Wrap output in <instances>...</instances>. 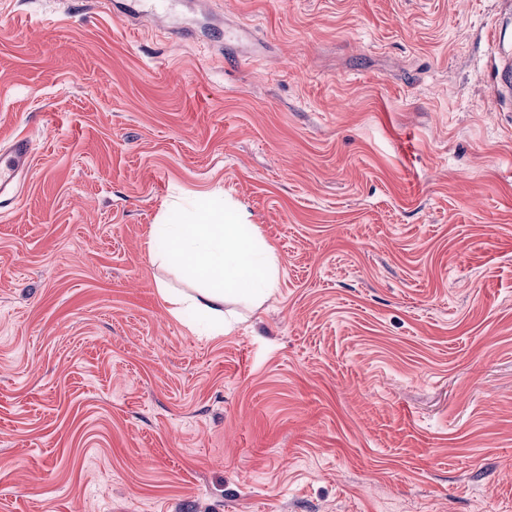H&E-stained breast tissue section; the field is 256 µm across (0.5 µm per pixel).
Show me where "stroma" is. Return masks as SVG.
<instances>
[{"label": "stroma", "instance_id": "1", "mask_svg": "<svg viewBox=\"0 0 512 512\" xmlns=\"http://www.w3.org/2000/svg\"><path fill=\"white\" fill-rule=\"evenodd\" d=\"M512 9L0 0V512H512ZM280 259L221 336L166 203ZM32 143L17 137L0 150V211L14 207L21 193V180L32 158Z\"/></svg>", "mask_w": 512, "mask_h": 512}]
</instances>
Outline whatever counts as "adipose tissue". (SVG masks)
<instances>
[{"label":"adipose tissue","instance_id":"ef3b65f1","mask_svg":"<svg viewBox=\"0 0 512 512\" xmlns=\"http://www.w3.org/2000/svg\"><path fill=\"white\" fill-rule=\"evenodd\" d=\"M166 211V222L155 228L154 256L186 267L209 284L198 296L161 288L173 315L205 312L213 319V334L220 335L226 326V298L260 302L273 295L279 278L277 252L243 211L224 208L206 195L187 206L167 203Z\"/></svg>","mask_w":512,"mask_h":512}]
</instances>
